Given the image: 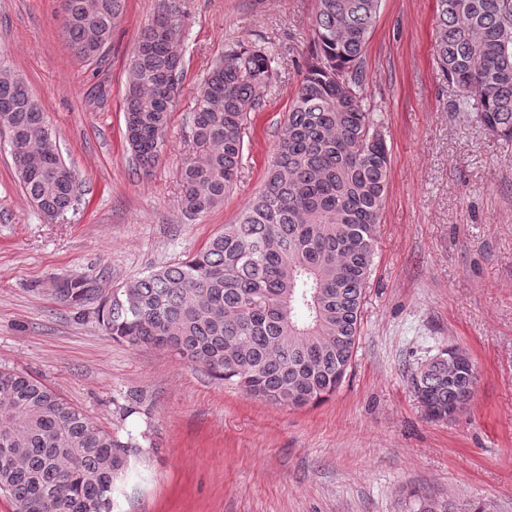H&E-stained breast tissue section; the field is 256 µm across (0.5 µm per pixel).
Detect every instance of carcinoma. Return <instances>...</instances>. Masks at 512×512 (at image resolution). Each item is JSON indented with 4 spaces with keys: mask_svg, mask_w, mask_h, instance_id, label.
I'll return each instance as SVG.
<instances>
[{
    "mask_svg": "<svg viewBox=\"0 0 512 512\" xmlns=\"http://www.w3.org/2000/svg\"><path fill=\"white\" fill-rule=\"evenodd\" d=\"M434 49L456 91L453 107L512 141V0H436ZM125 0H62L74 54L102 56ZM381 0H317L313 43L277 133L263 190L236 223L192 256L116 288L98 310L107 335L177 352L246 395L301 408L333 395L361 332L388 186L390 154L364 94L363 60ZM172 6L145 27L128 62L124 136L138 167L158 161L178 94ZM264 46L239 44L204 77L192 115L203 157L181 175V207L202 216L224 202L241 168L248 116L275 79ZM0 124L24 151V192L46 217L78 202L76 184L47 116L15 71L0 69ZM90 289L64 282L76 302ZM477 375L448 377L447 363L417 369L413 392L426 415L451 420L470 404ZM40 380L0 370V495L12 512H111L113 481L130 448ZM412 512H454L413 495Z\"/></svg>",
    "mask_w": 512,
    "mask_h": 512,
    "instance_id": "carcinoma-1",
    "label": "carcinoma"
}]
</instances>
